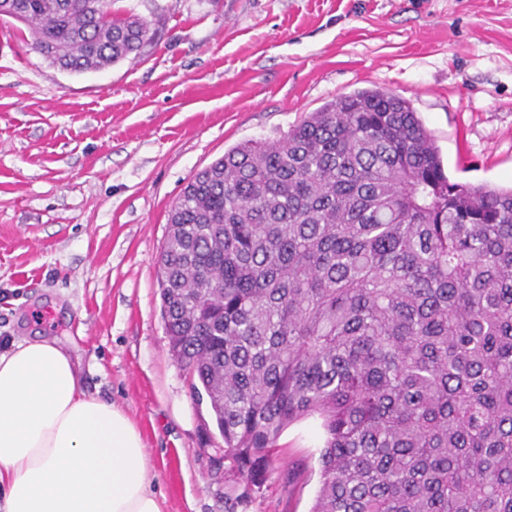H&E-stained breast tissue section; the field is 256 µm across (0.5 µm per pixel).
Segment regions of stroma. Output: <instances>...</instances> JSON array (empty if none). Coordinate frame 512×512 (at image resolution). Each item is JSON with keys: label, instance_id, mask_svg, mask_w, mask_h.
<instances>
[{"label": "stroma", "instance_id": "1", "mask_svg": "<svg viewBox=\"0 0 512 512\" xmlns=\"http://www.w3.org/2000/svg\"><path fill=\"white\" fill-rule=\"evenodd\" d=\"M158 30L142 55L60 70L0 19V349L58 339L86 392L141 434L162 512H226L222 439L161 316L168 215L234 146L275 139L337 96L408 100L451 181L512 186V0H112ZM321 428L278 440L256 500L309 512Z\"/></svg>", "mask_w": 512, "mask_h": 512}]
</instances>
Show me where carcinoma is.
I'll return each instance as SVG.
<instances>
[{
	"label": "carcinoma",
	"mask_w": 512,
	"mask_h": 512,
	"mask_svg": "<svg viewBox=\"0 0 512 512\" xmlns=\"http://www.w3.org/2000/svg\"><path fill=\"white\" fill-rule=\"evenodd\" d=\"M69 72L158 29L112 0H3ZM169 352L233 504L321 420L310 512H512V188L449 180L411 104L337 97L199 171L159 256Z\"/></svg>",
	"instance_id": "carcinoma-1"
}]
</instances>
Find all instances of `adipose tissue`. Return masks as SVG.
Instances as JSON below:
<instances>
[{
	"label": "adipose tissue",
	"mask_w": 512,
	"mask_h": 512,
	"mask_svg": "<svg viewBox=\"0 0 512 512\" xmlns=\"http://www.w3.org/2000/svg\"><path fill=\"white\" fill-rule=\"evenodd\" d=\"M0 512H161L138 431L45 339L0 352Z\"/></svg>",
	"instance_id": "1"
}]
</instances>
